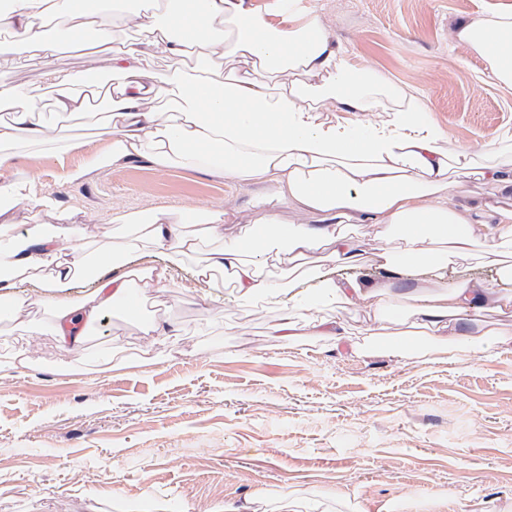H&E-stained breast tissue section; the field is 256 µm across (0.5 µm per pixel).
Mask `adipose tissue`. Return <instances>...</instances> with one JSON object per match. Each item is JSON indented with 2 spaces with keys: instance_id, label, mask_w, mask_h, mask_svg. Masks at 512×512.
I'll list each match as a JSON object with an SVG mask.
<instances>
[{
  "instance_id": "adipose-tissue-1",
  "label": "adipose tissue",
  "mask_w": 512,
  "mask_h": 512,
  "mask_svg": "<svg viewBox=\"0 0 512 512\" xmlns=\"http://www.w3.org/2000/svg\"><path fill=\"white\" fill-rule=\"evenodd\" d=\"M55 15L77 42L91 34L106 39L117 22L139 34L110 58L119 82L99 126L110 145L98 165L144 157L159 167L220 171L233 181L262 184L253 207L264 234L245 257L224 241L223 212L190 210L177 231L165 212L120 211L112 232L122 244L90 250L53 197H34L25 181L0 182V215L33 199L57 218L23 237L0 224V297L11 298L13 312L27 305L14 291L17 282L39 280L51 324L64 344L80 349L106 310L165 287V268L131 265L137 253L159 249L168 266L194 263L197 279L227 284L246 303L280 305L282 289L314 280L325 303L353 307L370 299L379 313L386 283L340 280L307 260L320 252L326 263L359 267L347 229L372 224L395 275L440 280L471 264L494 268L500 282L494 291L463 281L442 292H414L403 313V339L451 336L462 321L485 329L489 307L512 316V208L445 201L450 187L471 178L512 186V168L484 162L467 148L445 149L421 98L371 74L354 80L317 14H289L287 27L278 28L247 0H7L0 27L13 38L5 53L50 61L59 50L48 29ZM458 37L487 60L491 81L512 85V13L481 12L462 24ZM152 50L169 64L168 78L159 82L149 70ZM190 51L199 62L192 70L182 64ZM2 109L13 120L0 125V167L18 144L51 141L66 153L79 146L67 126L49 130L36 122L32 101L4 72ZM338 110L377 118L340 126ZM287 205L300 208L308 223L284 226L280 210ZM67 241L73 249H64ZM113 268L120 276L103 279ZM82 271L98 278L96 289L76 303L58 301Z\"/></svg>"
}]
</instances>
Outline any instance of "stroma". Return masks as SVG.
Segmentation results:
<instances>
[{"mask_svg": "<svg viewBox=\"0 0 512 512\" xmlns=\"http://www.w3.org/2000/svg\"><path fill=\"white\" fill-rule=\"evenodd\" d=\"M329 38L355 69L411 89L431 108L445 148L493 157L512 135V87L489 81L487 63L456 37L512 0H310ZM110 76L108 54L76 46L50 63L0 58V70L42 113L57 93L46 69ZM74 133L80 150L15 149L0 181L34 180L87 240L119 210H162L179 223L190 208L226 211V239L254 214L255 186L217 172L156 167L139 159L97 168L107 140ZM77 167L88 171L71 181ZM139 314L109 311L108 330L73 352L49 323L11 331L0 353L23 350V368L0 376V512H512V319L487 314L494 335L450 339L449 355L420 337L413 351L378 347L403 330V296L389 313L322 305L317 284L300 291L297 336L272 335L278 309L239 301L232 289L195 282L174 267ZM181 326L169 341L143 332L151 312ZM346 329L314 335L312 318ZM111 347L115 367L101 359ZM149 358L146 367L137 358Z\"/></svg>", "mask_w": 512, "mask_h": 512, "instance_id": "35a3bbf8", "label": "stroma"}]
</instances>
